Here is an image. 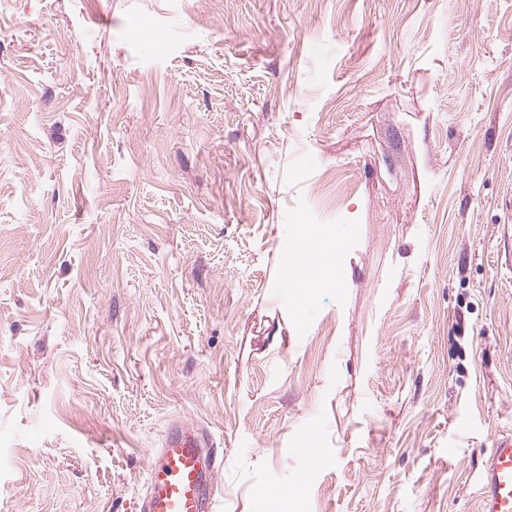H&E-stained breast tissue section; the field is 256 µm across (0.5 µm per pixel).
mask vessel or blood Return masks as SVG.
I'll list each match as a JSON object with an SVG mask.
<instances>
[{
  "instance_id": "obj_1",
  "label": "vessel or blood",
  "mask_w": 512,
  "mask_h": 512,
  "mask_svg": "<svg viewBox=\"0 0 512 512\" xmlns=\"http://www.w3.org/2000/svg\"><path fill=\"white\" fill-rule=\"evenodd\" d=\"M223 458L208 429L174 422L150 456L141 512H215ZM480 512H512V434L494 439L479 474Z\"/></svg>"
}]
</instances>
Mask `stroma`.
<instances>
[{
    "instance_id": "obj_1",
    "label": "stroma",
    "mask_w": 512,
    "mask_h": 512,
    "mask_svg": "<svg viewBox=\"0 0 512 512\" xmlns=\"http://www.w3.org/2000/svg\"><path fill=\"white\" fill-rule=\"evenodd\" d=\"M184 418L218 512H478L512 0H0V512H139ZM308 257L303 254L292 252L284 260L286 281L297 284L304 281L308 274Z\"/></svg>"
}]
</instances>
